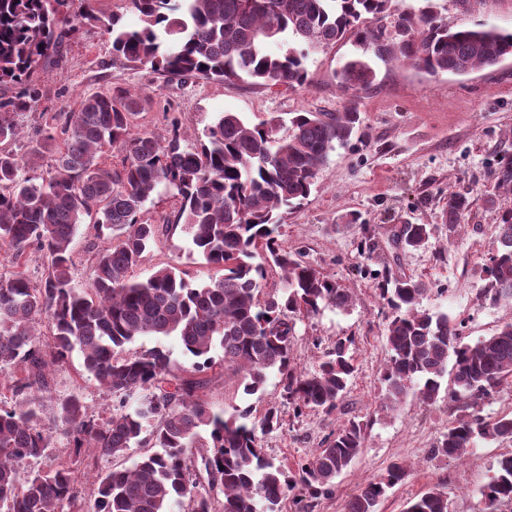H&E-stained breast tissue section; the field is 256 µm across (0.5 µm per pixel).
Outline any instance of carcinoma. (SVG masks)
<instances>
[{"label": "carcinoma", "instance_id": "obj_1", "mask_svg": "<svg viewBox=\"0 0 512 512\" xmlns=\"http://www.w3.org/2000/svg\"><path fill=\"white\" fill-rule=\"evenodd\" d=\"M126 2L139 15L136 28L122 24L119 14L89 7L77 15L74 0H0V86L15 89L0 100V144L18 137L19 113L36 110L35 77L58 65L75 19L102 30L113 60L129 67L288 89L307 84L311 53L349 37L360 52L336 72L349 98L340 112L275 113L259 124L226 112L206 129L207 141L188 148L176 131L132 133L141 96L110 87L62 113L65 138L58 145L47 136L54 163L42 182L21 177L24 157L0 147V247L14 267L0 275V372L19 373L9 385L13 399L0 397V504L8 512H171L186 498L188 512H281L293 489L311 499L329 496L363 448L364 424H342L323 447L290 467L267 456L257 436L282 426L278 407L265 408L256 420L251 406L227 417L198 395L206 381L196 374L230 367L240 374L244 392L254 395L276 372L295 414L341 408L355 372L351 341H336L315 370L298 371L292 367L290 315H315L326 306L344 310L351 296L282 244L281 210L301 205L330 153L351 140L360 94L375 86L372 59L431 76L463 75L512 57V32L451 22L434 0L402 17L394 31L383 23L394 0ZM272 44L287 49L274 53ZM116 145L127 151L122 167L102 165L100 155ZM494 181L496 192L512 194L511 158L499 160ZM163 189L180 198L176 223L215 270L205 281L188 279L171 262L132 279L162 233L140 215ZM472 204L468 194L448 192L442 214L448 234L465 223ZM92 216L109 243L94 248L91 281L77 286L70 244ZM431 235L430 225L408 222L391 230V242L417 249ZM498 243L484 268V296L492 302L512 298L511 209L500 214ZM29 248L46 259L38 283L19 270ZM268 266L283 272V289L265 296ZM379 291L392 311L385 326L389 357L381 408L399 407L416 378L423 381L419 400L431 405L447 375L453 396L473 404L512 377V322L464 343L447 313L421 309L428 292L422 280L388 273ZM38 324L48 335L36 332ZM139 336L177 337L193 358L189 374L173 372L170 351L161 345L117 357ZM217 348L219 360L212 356ZM74 351L85 373L112 395L104 416L90 412L76 394L56 397L48 408L42 403L50 367ZM49 426L68 433L71 453L49 472L20 475L21 464L53 448ZM202 430L209 432L204 443ZM477 437L511 439L512 416L460 415L431 455L461 460ZM144 442L156 451L131 467L96 469L98 459L120 457ZM407 474V465L392 464L386 476L360 488L347 512H376L387 490ZM503 500H512V454L498 461L482 491L481 512H496ZM407 512H448L446 493L429 488Z\"/></svg>", "mask_w": 512, "mask_h": 512}]
</instances>
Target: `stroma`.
<instances>
[{
	"mask_svg": "<svg viewBox=\"0 0 512 512\" xmlns=\"http://www.w3.org/2000/svg\"><path fill=\"white\" fill-rule=\"evenodd\" d=\"M437 6L448 19L512 32V0H437ZM355 51L344 41L312 53L306 62L308 83L302 88L224 83L113 62L105 36L82 25L59 66L38 72V109L17 116L20 135L11 147L18 154L29 153L42 144L53 115L75 110L82 96L115 85L138 92L144 100L136 132L176 128L187 146L202 139L226 112L253 124L278 112H338L347 96L336 70ZM376 69L378 85L359 100L360 123L350 143L330 154L316 188L300 207L285 213L279 229L284 246L301 252L353 297L348 309L327 307L297 319L292 351L294 366L312 371L337 340L352 339L356 372L341 409L330 415L308 410L294 416L283 403V386L274 372L256 398L244 393L232 369L214 368L206 373L209 385L201 396L228 415L250 405L281 406L282 427L260 433L259 439L268 456L288 464L320 448L347 419L365 424V443L353 465L337 477L333 495L308 500L307 512H347L352 496L396 462L411 469L387 491L378 512H406L413 498L433 486L446 493L448 512H480L481 491L498 459L512 452V443L479 438L465 460L433 459L432 443L455 417L466 413L463 402L441 400L428 406L411 393L398 410L382 409L381 378L388 358L384 326L391 311L379 298L376 276L388 269L425 282L422 308L447 313L463 342L475 343L512 322V300H485L482 272L497 250L499 216L512 209V195L500 197L493 208L484 203L498 160L512 157V58L466 76L433 77L397 63L380 62ZM452 189L469 192L475 201L465 225L453 235L441 222ZM178 209L176 197L167 192L146 204L142 220L169 225L170 230L145 253L132 272L134 279L146 278L163 262L178 264L198 281L211 275L188 235L175 227ZM406 221L433 225L427 245L392 246L390 229ZM365 224L377 228L367 256L360 247ZM103 241L93 221L84 220L71 244L75 283L90 281L91 249ZM71 393L82 396L97 414L112 403L111 395L84 372L77 354L55 366L51 375L52 396Z\"/></svg>",
	"mask_w": 512,
	"mask_h": 512,
	"instance_id": "obj_1",
	"label": "stroma"
}]
</instances>
